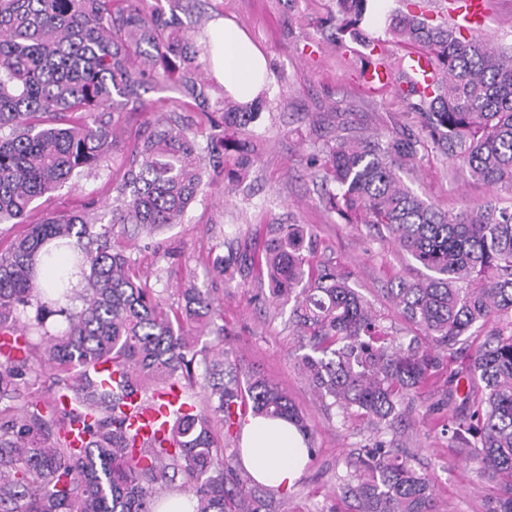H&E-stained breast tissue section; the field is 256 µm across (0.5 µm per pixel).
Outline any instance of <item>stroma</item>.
Instances as JSON below:
<instances>
[{
  "instance_id": "35a3bbf8",
  "label": "stroma",
  "mask_w": 512,
  "mask_h": 512,
  "mask_svg": "<svg viewBox=\"0 0 512 512\" xmlns=\"http://www.w3.org/2000/svg\"><path fill=\"white\" fill-rule=\"evenodd\" d=\"M329 6L330 0H143L146 12L177 16L199 42L211 36L217 19L233 20L268 56L270 84L267 106L252 127L256 161L239 193L225 196L220 181L205 186L181 223L149 237L122 238L121 244L141 279L168 307L182 306L185 288L209 289L224 316L225 347L236 352L243 370L261 371L284 387L305 414L315 454L292 488L275 492L269 512H356L355 501L341 496L338 479L352 470L359 449L380 440L431 479L440 512H488L495 485L479 479L476 463L457 453L445 428L449 417L465 407L462 392L447 376L414 394L407 421L395 429L380 432L365 418H342L325 406L298 366L289 308L265 301L258 276L227 282L213 271L214 259L236 243L261 250L268 225L306 224L314 232L312 262L330 264L347 276L389 335L406 341L413 334L388 290L396 278L416 275L420 264L370 225L344 223L326 209L319 201L324 172L310 164L312 155L334 144L347 126L390 136L419 132V116L394 87H370L359 77L367 62L398 61L408 54V46L388 30L401 2L381 0L380 18L368 30L373 47L354 44L342 50L323 40L314 26ZM288 19L294 28L290 38L284 32ZM143 99L146 111L124 107L103 115V123L116 124L119 132L111 153L72 184L38 198L28 223L80 212L93 224L107 215L134 141L147 133L156 115L173 116L205 141L207 130L171 83L150 86ZM400 177L431 204L451 212L492 197L512 204L511 192L472 180L458 163L430 147ZM436 401L442 410L428 413V404Z\"/></svg>"
}]
</instances>
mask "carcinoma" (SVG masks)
I'll list each match as a JSON object with an SVG mask.
<instances>
[{"label": "carcinoma", "instance_id": "carcinoma-1", "mask_svg": "<svg viewBox=\"0 0 512 512\" xmlns=\"http://www.w3.org/2000/svg\"><path fill=\"white\" fill-rule=\"evenodd\" d=\"M139 0H0V224H23L33 202L96 166L115 133L96 115L115 97L142 105L141 90L160 74L135 65L153 57L178 62L177 90L208 125L206 146L159 115L132 148L117 204L105 224L80 215L26 226L0 251V512H154L158 498L188 493L194 512H263L270 489L245 490L236 453L224 455L218 429L231 409L284 418L311 435L288 392L237 360L206 352L203 408L169 419L149 446H137L124 399L153 398L180 377L193 380L198 340L220 339L216 299L186 288L183 311L169 316L160 295L133 271L116 236L132 224L150 236L180 222L207 185L224 193L254 164L247 135L265 101L212 102L199 62L203 49L175 17L145 14ZM369 0H332L316 21L323 39L364 45ZM391 30L427 53L429 91L402 65L389 66L398 93L421 119L422 135L389 138L348 131L324 150L322 203L349 224L385 229L426 270L400 278L389 295L420 330L403 342L379 339L370 307L329 264L312 266L301 224H273L264 246L271 299L290 303L313 389L342 416L357 413L379 430L401 424L409 396L444 373L457 345L466 351L465 411L448 420L460 449L480 463L498 491L489 512H512V208L495 200L443 212L409 189L398 171L425 143L459 161L470 177L512 192V47L423 13L392 14ZM82 271L65 286L66 266ZM244 245L215 259L218 276L253 274ZM34 310V321L22 317ZM34 329L39 341L24 332ZM119 379L104 377L107 364ZM49 368L65 375L52 400L15 407L20 382ZM81 426L80 444L70 439ZM339 491L358 512H439L426 474L381 442L360 449Z\"/></svg>", "mask_w": 512, "mask_h": 512}]
</instances>
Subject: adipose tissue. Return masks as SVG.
<instances>
[{
	"label": "adipose tissue",
	"mask_w": 512,
	"mask_h": 512,
	"mask_svg": "<svg viewBox=\"0 0 512 512\" xmlns=\"http://www.w3.org/2000/svg\"><path fill=\"white\" fill-rule=\"evenodd\" d=\"M212 54L216 77L237 102H250L268 86L266 57L234 21L222 22ZM240 454L251 478L281 490L296 484L308 461L307 444L297 428L286 420L264 417H248Z\"/></svg>",
	"instance_id": "adipose-tissue-1"
}]
</instances>
